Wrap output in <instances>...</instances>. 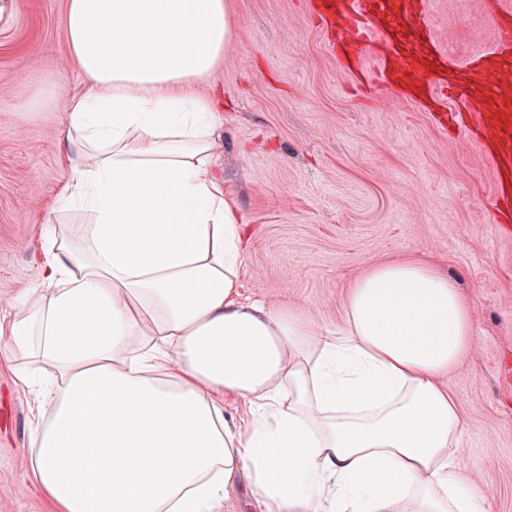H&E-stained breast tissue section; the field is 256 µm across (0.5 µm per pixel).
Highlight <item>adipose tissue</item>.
<instances>
[{"mask_svg": "<svg viewBox=\"0 0 512 512\" xmlns=\"http://www.w3.org/2000/svg\"><path fill=\"white\" fill-rule=\"evenodd\" d=\"M229 0H68L83 90L61 107L74 156L41 281L0 303V348L53 365L27 453L61 512H216L239 474L262 512H487L462 460L448 378L474 307L420 258L368 267L331 332L246 301L243 222L215 173L201 84L230 41ZM234 403L244 425L224 419Z\"/></svg>", "mask_w": 512, "mask_h": 512, "instance_id": "1", "label": "adipose tissue"}]
</instances>
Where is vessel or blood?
Instances as JSON below:
<instances>
[{"label": "vessel or blood", "instance_id": "obj_1", "mask_svg": "<svg viewBox=\"0 0 512 512\" xmlns=\"http://www.w3.org/2000/svg\"><path fill=\"white\" fill-rule=\"evenodd\" d=\"M311 8L331 44L349 49L357 68H364L372 58L380 77L389 81L417 75L423 58L416 45L413 0H313ZM503 44V37H496L484 70L452 60L446 76L424 87L426 96L443 106L453 85L461 97L478 95L472 119L499 173L512 171V55L505 53Z\"/></svg>", "mask_w": 512, "mask_h": 512}]
</instances>
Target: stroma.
<instances>
[{
    "instance_id": "obj_1",
    "label": "stroma",
    "mask_w": 512,
    "mask_h": 512,
    "mask_svg": "<svg viewBox=\"0 0 512 512\" xmlns=\"http://www.w3.org/2000/svg\"><path fill=\"white\" fill-rule=\"evenodd\" d=\"M224 59L203 84L218 105L214 168L243 216V297L312 309L333 330L349 282L401 256L428 260L472 299L477 347L449 375L468 425L465 461L490 512H512V231L496 220L493 165L469 122L442 120L364 73L345 76L308 0H230ZM67 0H0V300L44 273L61 209L64 115L18 112L35 83L79 88L69 62ZM421 20L449 58L492 45L481 0H423ZM31 386L0 355V512H58L25 453L53 370Z\"/></svg>"
}]
</instances>
